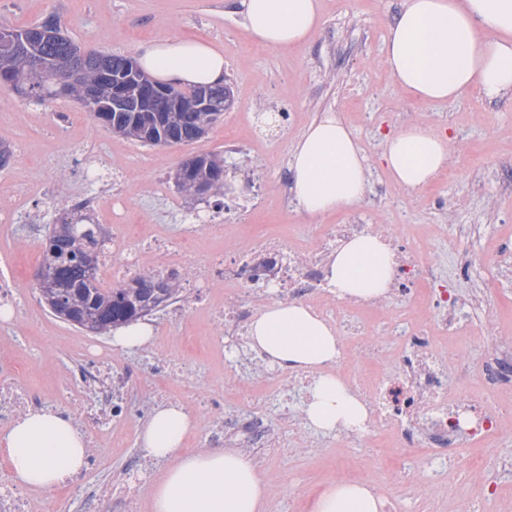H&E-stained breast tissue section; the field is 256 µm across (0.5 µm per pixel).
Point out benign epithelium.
Instances as JSON below:
<instances>
[{
  "mask_svg": "<svg viewBox=\"0 0 512 512\" xmlns=\"http://www.w3.org/2000/svg\"><path fill=\"white\" fill-rule=\"evenodd\" d=\"M92 51L78 45L71 46L70 58L75 66L66 72L61 82V88L68 89L78 86L83 81L85 62ZM97 76L99 84L110 88L109 100H102L92 93L86 97V102L97 112L112 113V131L119 133L128 127L138 130L141 138L147 143H153L157 130L172 124L173 113L182 111L180 104L173 99V93L180 90L178 86L161 83L141 73L136 65V59L126 57L121 69L116 70L102 62ZM158 140V139H156ZM158 144L168 147L185 145L181 138L170 135L158 140ZM200 163L197 156L186 158L177 168L174 178L178 184L185 183L191 178ZM146 307H159L167 301V293L162 286L154 285L145 290ZM48 305L64 319L73 323H84L82 307L75 301L74 295L47 296Z\"/></svg>",
  "mask_w": 512,
  "mask_h": 512,
  "instance_id": "obj_1",
  "label": "benign epithelium"
}]
</instances>
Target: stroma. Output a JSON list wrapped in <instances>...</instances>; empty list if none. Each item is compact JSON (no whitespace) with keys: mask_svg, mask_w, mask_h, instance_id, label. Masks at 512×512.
Wrapping results in <instances>:
<instances>
[{"mask_svg":"<svg viewBox=\"0 0 512 512\" xmlns=\"http://www.w3.org/2000/svg\"><path fill=\"white\" fill-rule=\"evenodd\" d=\"M402 0H321L322 23L304 46L288 50L252 43L244 27L239 0H0V24L24 27L57 16L77 45L114 54L138 56L141 44L177 35L210 43L229 63L226 83L232 103L209 133L184 148L145 145L118 136L95 122L75 100L42 103L0 86V144L11 152L1 179L45 184L49 193L82 192L84 183L70 162L87 143L110 146V158L126 173L124 206L131 222L150 227L171 223L172 208L192 217L205 210L229 224L239 221L248 187L267 193L266 205L250 213L260 229L276 232L288 224H340L358 213L368 224H456L479 231L466 242L448 236L428 256L452 279L458 292L470 293L477 279L496 272V249L512 234V98L486 100L479 91L457 102L427 104L399 88L385 62V41ZM333 111L352 129L367 162L369 186L356 208L323 215L306 213L299 204L284 206L283 179L289 178L294 140L322 112ZM431 125L450 140L449 163L436 180L415 192L397 185L380 159L383 137L398 129L399 116ZM223 157L224 188L191 197L173 176L188 155ZM476 258L474 275L456 264L459 250ZM12 269L23 292L34 301L33 314H20L10 333L25 364L24 381L55 402L66 370L77 360L84 329L55 316L35 282L36 248L25 229L0 228V269ZM206 368L185 380L162 385L175 403L191 406L199 392L224 388L219 347H196ZM319 447L281 448L258 457L271 495L266 512H308L310 497L336 479L340 454L331 433H319ZM100 460L88 473L99 486L119 480L130 461L143 457L139 442L115 448L105 435L91 438ZM369 466L361 479L379 494L396 491V466L411 472V491L400 499L401 512H434L431 482H453L469 492L480 512L512 506V478L495 497H483L464 467L471 460L491 465L496 448H466L462 460L414 452L394 457L369 449Z\"/></svg>","mask_w":512,"mask_h":512,"instance_id":"1","label":"stroma"}]
</instances>
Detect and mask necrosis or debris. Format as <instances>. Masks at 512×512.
<instances>
[{"instance_id": "necrosis-or-debris-1", "label": "necrosis or debris", "mask_w": 512, "mask_h": 512, "mask_svg": "<svg viewBox=\"0 0 512 512\" xmlns=\"http://www.w3.org/2000/svg\"><path fill=\"white\" fill-rule=\"evenodd\" d=\"M108 157L96 144L86 145L72 163L88 185L69 197L74 215H93L111 224V235L99 236L103 260L112 264L118 282L144 266L161 276L181 275L191 256L184 247L188 233L223 236L226 226L215 216H197L190 227L169 228L165 237L133 244L125 216L109 207L121 196L112 175L102 166ZM242 247L212 255L204 274L189 280L194 310L207 313L225 335L243 343L245 328L270 300L310 307L331 324L339 341V362L360 359L363 370L347 383L366 405L368 417L354 429L336 433L342 448H367L376 433L386 434L388 447L424 451L442 459L458 458L462 449L512 441V336L498 334L494 324L475 331L461 316L465 305L482 306L500 282L512 277V246L502 247L495 276L482 280L470 299H462L450 282L429 263L421 238L402 224H366L352 216L345 224H301L290 238L256 235L248 225L234 227ZM373 235L390 250L393 277L385 296L368 301L339 298L330 288L334 254L341 243ZM225 287L223 304L212 301L216 287ZM497 341L480 360L468 355L479 335ZM79 362L65 374L59 408L89 431L107 430L129 439V419L148 416L155 402L167 400L161 389L146 390L140 363L113 356L106 343L81 339ZM228 397L200 394L197 406L208 423L198 441L202 448H252L268 451L283 445L281 427L307 437L301 417L288 411L287 392H306L311 378L264 370L251 375L236 360H226ZM17 364L0 355V428L16 416L42 405V399L18 379ZM274 387L278 421L259 411V387ZM140 470L129 467L125 482L104 495L76 475L71 487L84 497V512H135L142 493Z\"/></svg>"}]
</instances>
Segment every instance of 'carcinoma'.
Instances as JSON below:
<instances>
[{"label": "carcinoma", "instance_id": "carcinoma-1", "mask_svg": "<svg viewBox=\"0 0 512 512\" xmlns=\"http://www.w3.org/2000/svg\"><path fill=\"white\" fill-rule=\"evenodd\" d=\"M18 36L26 38L32 49L50 59V65L33 67L27 73L26 79L14 83L10 78L0 74V85H8L21 95L34 97L40 101L58 99L56 93L59 79L67 69L68 47L73 41L67 39L58 41L32 25L25 29L16 30ZM202 119L199 112H181L178 115L175 133L189 143L195 142L194 127ZM202 165L212 170V189L224 187V160L212 153L202 155ZM53 232L59 243L61 254L55 260L57 272L54 286L59 289H75L80 298L89 304V317L108 323L116 317L127 314L137 306L139 289L126 285L119 288H102L95 270L88 269L83 263V257L96 253V240L85 218L64 217L55 225Z\"/></svg>", "mask_w": 512, "mask_h": 512}]
</instances>
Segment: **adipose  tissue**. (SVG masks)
I'll return each instance as SVG.
<instances>
[{
	"mask_svg": "<svg viewBox=\"0 0 512 512\" xmlns=\"http://www.w3.org/2000/svg\"><path fill=\"white\" fill-rule=\"evenodd\" d=\"M243 26L256 44L288 49L306 44L322 23L319 0H240ZM138 63L154 79L175 86H219L228 64L222 51L166 37L146 44ZM386 64L404 91L431 104L451 103L475 89L490 101L512 96V0H404L386 38ZM449 143L428 125L412 123L388 135L382 159L392 179L415 191L448 163ZM295 198L311 215L359 204L367 192L366 158L351 129L333 112L309 124L291 149ZM392 256L379 238L345 242L331 265L340 298L386 294ZM251 350L282 371L304 369L315 381L304 408L307 425L333 432L364 422L367 408L330 372L339 350L334 328L302 304L275 300L251 321ZM195 421L183 406L154 410L139 440L170 465L154 482L149 512H265L268 481L251 454L228 448L186 452ZM19 485L52 493L67 487L89 455L72 420L31 410L4 440ZM383 498L366 483H330L310 501V512H383Z\"/></svg>",
	"mask_w": 512,
	"mask_h": 512,
	"instance_id": "1",
	"label": "adipose tissue"
}]
</instances>
